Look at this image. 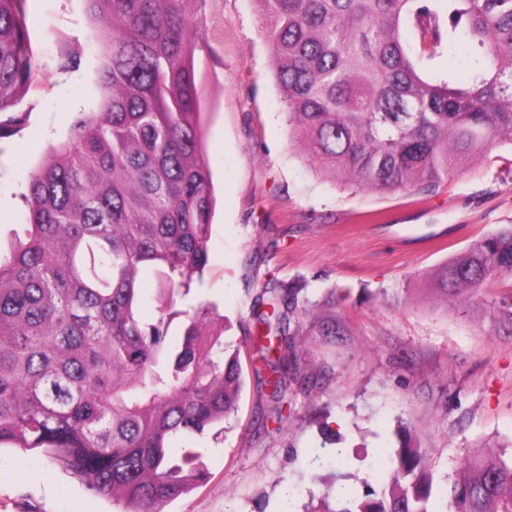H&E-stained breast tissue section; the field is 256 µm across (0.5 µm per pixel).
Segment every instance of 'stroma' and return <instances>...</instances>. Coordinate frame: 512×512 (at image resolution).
Masks as SVG:
<instances>
[{"instance_id": "35a3bbf8", "label": "stroma", "mask_w": 512, "mask_h": 512, "mask_svg": "<svg viewBox=\"0 0 512 512\" xmlns=\"http://www.w3.org/2000/svg\"><path fill=\"white\" fill-rule=\"evenodd\" d=\"M202 36L203 145L215 212L209 268L192 300L216 307L226 339L258 336L257 285L299 286L300 329L283 425L268 421L266 366L245 367L239 411L205 435H176L173 454L195 448L205 483L163 512H303L335 481L311 458L331 429L359 493L379 454L403 434L426 448L442 482L469 451L512 453V336L489 304L445 303L434 275L476 237L512 224V147L468 161L435 192L344 187L289 141L259 0H197ZM40 63L18 105L17 132L0 139V250L28 219L27 178L82 112L98 111L104 63L86 0H26ZM77 56L76 67L62 60ZM0 512H121L58 464L0 450Z\"/></svg>"}]
</instances>
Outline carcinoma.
I'll return each instance as SVG.
<instances>
[{
    "label": "carcinoma",
    "instance_id": "obj_1",
    "mask_svg": "<svg viewBox=\"0 0 512 512\" xmlns=\"http://www.w3.org/2000/svg\"><path fill=\"white\" fill-rule=\"evenodd\" d=\"M26 0H0V138L38 69ZM197 0H87L107 61L98 112L32 171L24 237L0 257V448L39 451L124 512H162L206 481L191 448L238 411L242 350L271 372L268 417L287 419L282 387L295 288L269 280L266 336L228 341L209 307L178 309L202 283L215 208L202 143L194 51ZM289 138L336 183L432 193L464 161L512 145V0H259ZM462 74H427L443 37ZM512 278V225L475 239L437 275L476 293ZM158 306L145 313L143 283ZM185 317L181 343L168 340ZM277 358L265 352L274 348ZM353 497L327 488L311 512H512V458H463L451 486L426 449L402 443Z\"/></svg>",
    "mask_w": 512,
    "mask_h": 512
}]
</instances>
